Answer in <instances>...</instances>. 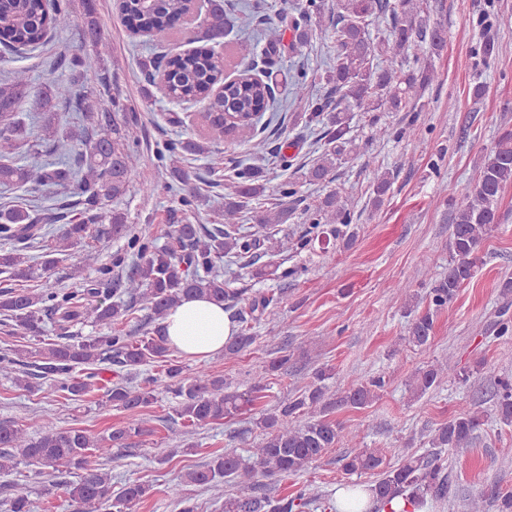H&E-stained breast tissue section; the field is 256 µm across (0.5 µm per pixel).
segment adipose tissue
<instances>
[{
  "label": "adipose tissue",
  "mask_w": 512,
  "mask_h": 512,
  "mask_svg": "<svg viewBox=\"0 0 512 512\" xmlns=\"http://www.w3.org/2000/svg\"><path fill=\"white\" fill-rule=\"evenodd\" d=\"M162 329L170 347L198 360L222 352L235 334L223 305L195 295L183 298L170 308Z\"/></svg>",
  "instance_id": "1"
}]
</instances>
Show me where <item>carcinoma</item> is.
Segmentation results:
<instances>
[{
  "mask_svg": "<svg viewBox=\"0 0 512 512\" xmlns=\"http://www.w3.org/2000/svg\"><path fill=\"white\" fill-rule=\"evenodd\" d=\"M85 21L83 41L92 49L83 50L70 61L71 77L63 79L49 72L40 84L33 86L27 71L14 70L0 79V184L27 185L32 189L53 188L63 196L74 194L77 200L65 212L40 214L28 204H13L0 209V273L14 282L41 279L58 260L99 236L96 225H111L112 235L129 238V248L136 251L137 261L127 272L111 282L109 288L90 287L83 293L36 292L30 288L5 287L0 290V315L28 336L36 339L33 349H14L12 355L0 357V372L12 379L15 387L28 393L40 390L39 380L61 383L62 390L81 397L99 385V372L76 374L77 368L97 361L116 363L121 372L137 371L143 365L167 364L166 377L173 380L178 398L176 414L187 427H202L232 418L264 398L267 374L288 369L290 356L281 355L253 373L252 382L244 392L224 390V377L201 371L183 375L181 366L169 359L161 322L167 311L181 299L204 295L232 308L235 292L226 288L223 276L216 270L224 257L231 255L249 260L252 276H272L276 270L258 266L252 260L257 251L275 253L288 247V239L267 232L257 237L242 233L239 220L249 203L268 190V179L261 169L244 167L237 170L231 192L224 196V207L217 210V222L209 225L180 224L163 247H155L150 233L143 228L130 234L125 213L113 208L124 199L131 173L137 168L138 154L122 133L119 113L127 108L113 104L106 108L86 89L89 82L103 83L108 70L101 66L95 49L101 38L102 25L95 15L93 0H83ZM299 18L292 29L295 42L304 46L308 33L300 29V19L317 6V0H294ZM70 0H0V44L10 53L26 55L40 48L55 32L72 26ZM117 8L134 35L145 34L157 45L168 44L174 32L170 19L193 9L190 0H117ZM422 6L417 0H336V59L326 74L333 85L336 104L330 108L326 100L311 104L309 120L326 121L327 137L333 148L326 151L307 172L313 182L329 177L336 163L352 140L347 138L350 123L347 113L414 112L424 92L435 80L431 66L417 69L383 67L378 58L391 59L433 56L445 46V30L420 18ZM205 38L214 43L208 49H196L178 55L173 68L165 75L168 93L182 101L208 99L206 115L207 143L194 138L167 143L161 158L169 162V175L180 181L185 178L182 159L190 154L207 155L209 165L216 169L224 164L218 145L238 129H251L253 113H271L261 127L265 131L276 117L274 88L268 82L242 75L223 84V91L211 90L224 71V52L216 50L228 27L224 0H210L209 7L198 17ZM390 21L391 34L379 44L367 37L368 27ZM36 97L42 110L40 134L35 136L30 155L34 161L21 163L20 149L28 145L26 129L16 113L30 98ZM71 105L82 119L61 128L55 122L56 104ZM395 174L385 171L373 184L372 205L377 207L391 190ZM512 184V131L504 132L489 152L475 182L459 189L449 188L455 206L448 250V272L430 289L427 308L413 316L408 339L422 348L429 344L438 314L448 306L459 288L473 278L484 240L498 224V202L505 187ZM291 210L281 208L256 217L260 227H276L288 223ZM65 221L63 231L53 235L47 224ZM312 225L321 228L326 239L344 236L343 227L350 215L336 194L322 199L311 213ZM39 248L41 257L26 254ZM120 291L138 299L150 311L155 327L139 339L131 336H91L74 341L58 336L45 341V321L54 315L72 323L91 320L106 325L125 315L118 304L94 301L102 293ZM274 314V298H253L248 307L235 310L233 318L239 329L224 345V357L231 359L254 342L252 322L264 314ZM450 371L448 362H436L415 373L409 383L411 393L420 398L438 387ZM330 370L318 368L314 382L301 394L279 402L273 410L263 409L256 426L261 438L243 460L235 448H225L201 468L190 469L183 478L204 487L216 500H224V512H304L310 505L306 490L292 495H271L264 491L262 480L286 479L296 476L318 461L327 451L343 441H353L356 434L325 415L332 405L363 408L379 397L387 383L386 376L372 377L340 396H327L322 382L330 378ZM150 379L144 386L112 384L110 401L129 412L120 425L102 434L86 429H61L52 419L43 422L32 435L24 426L13 422L0 424V473H12L20 463L40 474H52L61 467L81 471L78 480L64 484V494L85 512H137L147 496L148 488L138 482L125 485L122 494L110 496L111 475L92 458L106 456L114 448H125L128 442L147 432L140 411L154 401ZM495 409L505 424L512 423V379L494 381ZM481 425L479 411L463 409L448 422L434 430L429 443L436 452L428 456L404 454L398 464L390 466L378 448H356L341 456V468L348 474L371 472L377 475L369 486L373 498L387 503L407 494L422 505L431 500L440 502L448 493L447 465L442 451L469 447ZM241 486L236 495L224 494V479ZM29 486L14 481L9 495L0 505L4 512H30Z\"/></svg>",
  "mask_w": 512,
  "mask_h": 512,
  "instance_id": "1",
  "label": "carcinoma"
}]
</instances>
